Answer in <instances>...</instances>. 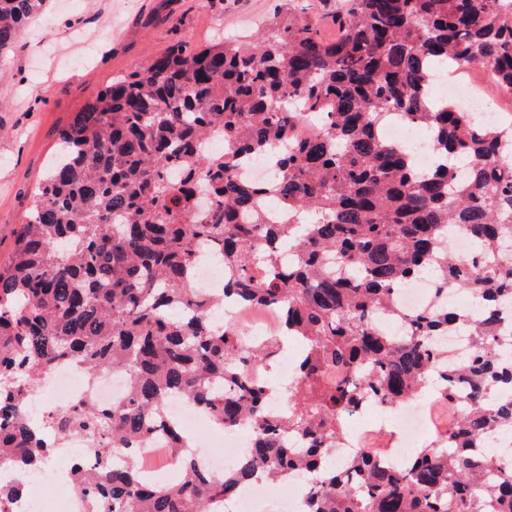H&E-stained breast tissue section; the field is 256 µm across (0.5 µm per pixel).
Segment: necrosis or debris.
<instances>
[{
	"instance_id": "necrosis-or-debris-1",
	"label": "necrosis or debris",
	"mask_w": 512,
	"mask_h": 512,
	"mask_svg": "<svg viewBox=\"0 0 512 512\" xmlns=\"http://www.w3.org/2000/svg\"><path fill=\"white\" fill-rule=\"evenodd\" d=\"M495 81L487 67L450 65L436 74L434 93L439 98L453 96L468 103L472 111L491 107L496 121L504 132H512V112L503 109L498 97L488 95V87ZM225 329L239 333L243 338L256 336H279L283 333L281 310L275 305H256L239 300H225L220 318ZM130 377L122 371L105 373L87 379L80 366L63 363L57 365L44 377V391H63L69 402L89 400L97 405L109 407L122 404L127 396ZM438 400L412 399L392 410L374 404H366L361 410L344 420L345 436L336 446L334 457L337 464H344L354 449L369 444L373 438L390 434L391 441L383 448L380 458L393 461L405 457L418 447L422 437L424 421L430 410L436 409ZM245 440L241 427L224 430V452L220 455L196 453L195 458L204 472L212 477H223L240 457ZM135 463L144 482L173 481L181 477V464L160 438H148L135 442ZM59 463L74 464L88 462L93 451L87 443L70 439L57 445L54 453ZM57 467L41 470L38 478L32 479L29 489L15 501L10 512H96L95 502L69 488L68 479ZM53 482L66 486V494L50 503L37 494L40 484ZM282 491L274 503H267L264 486L256 482L241 487L234 496L224 501V512H304L305 504L312 492L310 479L298 474L285 476L281 481Z\"/></svg>"
}]
</instances>
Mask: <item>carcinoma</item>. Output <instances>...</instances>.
<instances>
[{
    "instance_id": "carcinoma-1",
    "label": "carcinoma",
    "mask_w": 512,
    "mask_h": 512,
    "mask_svg": "<svg viewBox=\"0 0 512 512\" xmlns=\"http://www.w3.org/2000/svg\"><path fill=\"white\" fill-rule=\"evenodd\" d=\"M44 2L0 0V53ZM502 2L352 0L331 42L306 21L250 45L181 42L72 116L0 266V471L12 474L0 512L53 453L26 394L62 362L131 374L122 405L53 420L58 437L93 448L71 482L99 512H221L240 486L292 471L314 481L307 512H512V467L490 448L494 431H512V337L499 332L512 307V146L430 89L438 67L463 62L512 91ZM300 108L323 116L320 138H290ZM393 113L425 130L433 168L378 138ZM258 156L275 168L262 183L239 175ZM201 191L213 198L203 214ZM266 202L288 220H264ZM450 224L480 261L441 245ZM201 250L223 263L224 292L280 306L301 340L285 412L250 375L280 341L247 344L214 324L224 298L191 287ZM420 276L469 291L485 315L448 303L404 315L396 294ZM456 328L472 345L450 364L438 340ZM427 388L456 406L451 430L397 464L367 447L336 465L344 417ZM172 396L250 427L224 478L157 421ZM157 429L183 474L148 484L129 445Z\"/></svg>"
}]
</instances>
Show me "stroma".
Returning <instances> with one entry per match:
<instances>
[{"instance_id":"stroma-1","label":"stroma","mask_w":512,"mask_h":512,"mask_svg":"<svg viewBox=\"0 0 512 512\" xmlns=\"http://www.w3.org/2000/svg\"><path fill=\"white\" fill-rule=\"evenodd\" d=\"M349 0H48L0 57V265L32 208L61 130L117 75L143 69L174 43L253 42L286 21L323 39Z\"/></svg>"}]
</instances>
